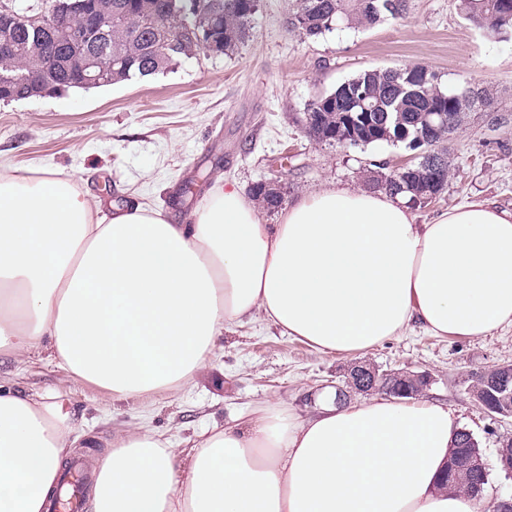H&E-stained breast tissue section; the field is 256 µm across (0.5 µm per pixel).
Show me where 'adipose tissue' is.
Listing matches in <instances>:
<instances>
[{
    "mask_svg": "<svg viewBox=\"0 0 512 512\" xmlns=\"http://www.w3.org/2000/svg\"><path fill=\"white\" fill-rule=\"evenodd\" d=\"M262 314L324 353H362L419 324L438 336L512 325V212L466 202L416 223L402 195L335 183L277 224L236 182L187 223L142 205L102 222L77 175L0 174V359L42 348L109 401L172 390L224 326ZM60 395L0 391V512H44L76 441ZM447 406L332 399L268 406L189 452L140 428L96 459L91 512H485L438 477Z\"/></svg>",
    "mask_w": 512,
    "mask_h": 512,
    "instance_id": "1",
    "label": "adipose tissue"
}]
</instances>
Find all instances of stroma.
I'll list each match as a JSON object with an SVG mask.
<instances>
[{"instance_id":"stroma-1","label":"stroma","mask_w":512,"mask_h":512,"mask_svg":"<svg viewBox=\"0 0 512 512\" xmlns=\"http://www.w3.org/2000/svg\"><path fill=\"white\" fill-rule=\"evenodd\" d=\"M290 14V0H259L250 38L228 54L200 53L145 80L0 102V172L79 171L82 190L101 199L102 217L140 204L168 211L177 223L206 203L222 179L245 190L262 179L277 181L290 203L329 182L365 189L374 176L409 161L411 150L401 143H318L306 136L300 114L315 94L364 70L420 63L447 89L467 81L489 88L494 103L470 112L452 134L448 184L415 208L418 221L468 199L512 211V33L487 35L464 19L458 0H410L406 17L315 40L291 29ZM204 173L211 184L184 194ZM356 358L282 335L259 314L225 327L200 376L149 397L109 402L44 353L0 365V384L61 395L89 465L130 427L183 449L197 433L264 406L308 415L315 409L311 394L338 380ZM361 358L382 370L429 373L424 399L448 406L480 442L489 471L486 501L512 497V479L496 463L500 440L512 436V418L491 419L469 393L478 375L512 364V326L478 337L436 336L416 326Z\"/></svg>"}]
</instances>
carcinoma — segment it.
Returning <instances> with one entry per match:
<instances>
[{
    "label": "carcinoma",
    "instance_id": "obj_1",
    "mask_svg": "<svg viewBox=\"0 0 512 512\" xmlns=\"http://www.w3.org/2000/svg\"><path fill=\"white\" fill-rule=\"evenodd\" d=\"M196 0H112V14L119 24L108 37L88 45L104 62L112 63V74L119 82L143 79L159 74L185 58L203 52L224 54L244 43L253 30L258 7L247 0H203L204 10L190 12ZM70 5L68 14L76 19L84 15V6L76 0H45L46 12L59 10V4ZM409 0H292V27L299 35L318 38L343 26L371 27L386 17L402 18ZM464 18L488 34L498 36L512 32V0H460ZM208 29L206 44L181 42L176 33L184 23ZM16 49L8 66L0 70V100L15 101L31 97V86L44 82L46 92L73 87L80 79L77 62L71 58V47L53 28L41 32L20 24L15 32ZM42 43L56 59L44 70L38 66L33 45ZM367 92L373 109L363 111L359 91ZM467 87L447 91L439 77L422 64L396 69H371L343 82L335 89L313 97L306 104L300 123L306 135L319 143L342 144V138L366 146L381 141H397L411 150L423 148L417 143L423 135L433 140L443 157L448 135L463 126L458 118L457 99ZM440 110L448 114L449 127L432 129L427 116ZM377 188L391 195L404 194L409 204L420 206L437 192L428 159L421 155L407 178L396 183L391 176L377 183ZM251 197L272 212L285 204L284 193L265 192L262 183L250 190ZM467 429L457 434L456 445L448 459L443 481L448 488H465L475 492L478 476L469 467L471 455L480 450Z\"/></svg>",
    "mask_w": 512,
    "mask_h": 512
}]
</instances>
